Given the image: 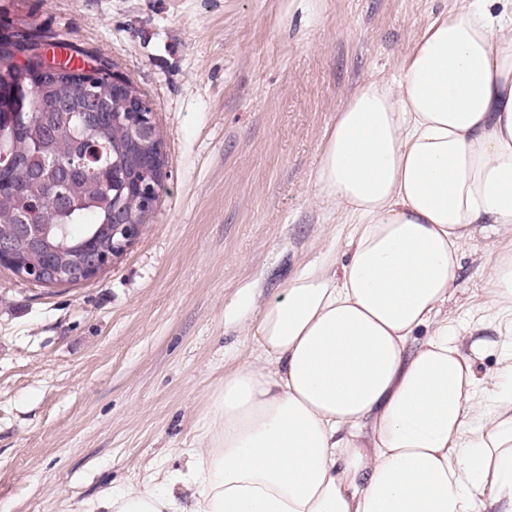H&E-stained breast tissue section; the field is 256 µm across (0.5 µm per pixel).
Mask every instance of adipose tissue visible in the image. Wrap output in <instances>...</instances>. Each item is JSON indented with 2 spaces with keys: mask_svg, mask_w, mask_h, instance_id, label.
<instances>
[{
  "mask_svg": "<svg viewBox=\"0 0 512 512\" xmlns=\"http://www.w3.org/2000/svg\"><path fill=\"white\" fill-rule=\"evenodd\" d=\"M313 181L346 263L263 308L185 471L91 512H512V249L485 276L505 385L474 377L494 342L438 317L462 244L512 235V0L433 15L397 80L342 104Z\"/></svg>",
  "mask_w": 512,
  "mask_h": 512,
  "instance_id": "obj_1",
  "label": "adipose tissue"
}]
</instances>
